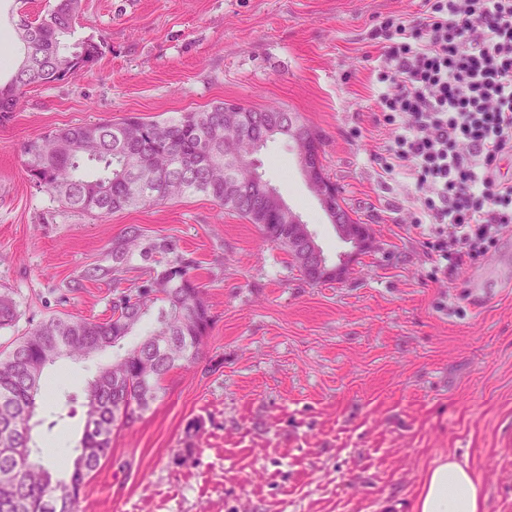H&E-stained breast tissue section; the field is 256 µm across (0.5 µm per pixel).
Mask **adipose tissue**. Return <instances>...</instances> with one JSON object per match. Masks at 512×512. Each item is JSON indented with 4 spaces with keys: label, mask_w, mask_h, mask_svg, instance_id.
Returning <instances> with one entry per match:
<instances>
[{
    "label": "adipose tissue",
    "mask_w": 512,
    "mask_h": 512,
    "mask_svg": "<svg viewBox=\"0 0 512 512\" xmlns=\"http://www.w3.org/2000/svg\"><path fill=\"white\" fill-rule=\"evenodd\" d=\"M415 512H480L481 486L468 465L452 456L431 467L415 501Z\"/></svg>",
    "instance_id": "1"
}]
</instances>
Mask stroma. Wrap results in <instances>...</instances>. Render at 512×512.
<instances>
[{
    "label": "stroma",
    "mask_w": 512,
    "mask_h": 512,
    "mask_svg": "<svg viewBox=\"0 0 512 512\" xmlns=\"http://www.w3.org/2000/svg\"><path fill=\"white\" fill-rule=\"evenodd\" d=\"M425 0H83L79 36L104 38L90 71L32 86L0 120V294L18 329L55 313L103 320L164 253L112 262L137 228L195 263L213 316L199 359L112 454L80 512H413L440 457L468 463L482 512H512V229L477 266L431 279L401 180L379 166L384 67L371 38ZM217 101L278 105L319 138L326 175L371 244L341 279L305 280L257 225L186 196L108 217L65 208L27 177L21 145L48 130L130 114L176 119ZM264 180L329 259L347 249L283 139L255 156ZM484 275L489 298L469 292ZM93 363L44 373L37 446L74 457ZM192 449V460L177 463Z\"/></svg>",
    "instance_id": "obj_1"
}]
</instances>
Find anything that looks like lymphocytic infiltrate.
Instances as JSON below:
<instances>
[{
  "label": "lymphocytic infiltrate",
  "instance_id": "obj_1",
  "mask_svg": "<svg viewBox=\"0 0 512 512\" xmlns=\"http://www.w3.org/2000/svg\"><path fill=\"white\" fill-rule=\"evenodd\" d=\"M380 97L393 143L382 168L420 197L416 227L437 271L482 262L512 227V0H428L383 27Z\"/></svg>",
  "mask_w": 512,
  "mask_h": 512
}]
</instances>
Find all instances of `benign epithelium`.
Instances as JSON below:
<instances>
[{"instance_id":"1","label":"benign epithelium","mask_w":512,"mask_h":512,"mask_svg":"<svg viewBox=\"0 0 512 512\" xmlns=\"http://www.w3.org/2000/svg\"><path fill=\"white\" fill-rule=\"evenodd\" d=\"M288 135L298 143L307 144V147L297 151L299 168L310 191L320 200L323 210L334 224L338 237L352 247L354 254L365 250L369 246V231L348 221L339 206L337 192L323 178L321 156L315 132L306 131L295 124L288 127L284 119L278 116L265 119L262 140L284 139ZM243 180L253 181L260 186L265 214H275L282 220L288 218V205L259 173L246 172L239 168L232 177L224 181V186L230 187ZM288 245L294 249L298 264L310 280L340 277L344 271L346 259L349 257V254L343 253L339 255L338 262H330L308 225L298 218L294 219V223L288 225Z\"/></svg>"}]
</instances>
